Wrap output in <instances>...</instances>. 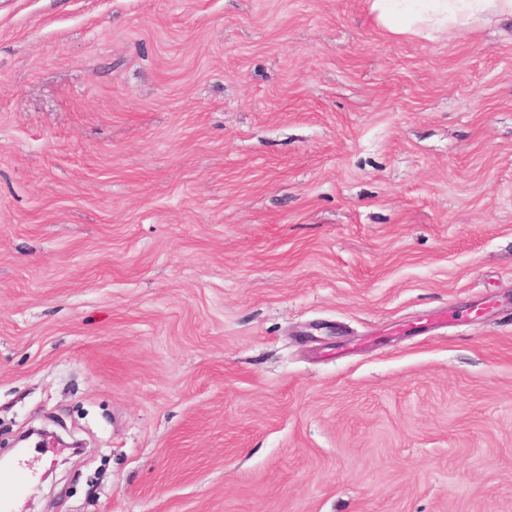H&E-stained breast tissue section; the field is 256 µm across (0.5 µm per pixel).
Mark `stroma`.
<instances>
[{
    "mask_svg": "<svg viewBox=\"0 0 512 512\" xmlns=\"http://www.w3.org/2000/svg\"><path fill=\"white\" fill-rule=\"evenodd\" d=\"M31 427L16 512H512V19L0 0Z\"/></svg>",
    "mask_w": 512,
    "mask_h": 512,
    "instance_id": "stroma-1",
    "label": "stroma"
}]
</instances>
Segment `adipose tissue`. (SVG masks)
<instances>
[{
  "mask_svg": "<svg viewBox=\"0 0 512 512\" xmlns=\"http://www.w3.org/2000/svg\"><path fill=\"white\" fill-rule=\"evenodd\" d=\"M377 21L396 34L417 26H452L465 33L482 26L489 16H512V0H370Z\"/></svg>",
  "mask_w": 512,
  "mask_h": 512,
  "instance_id": "obj_1",
  "label": "adipose tissue"
}]
</instances>
